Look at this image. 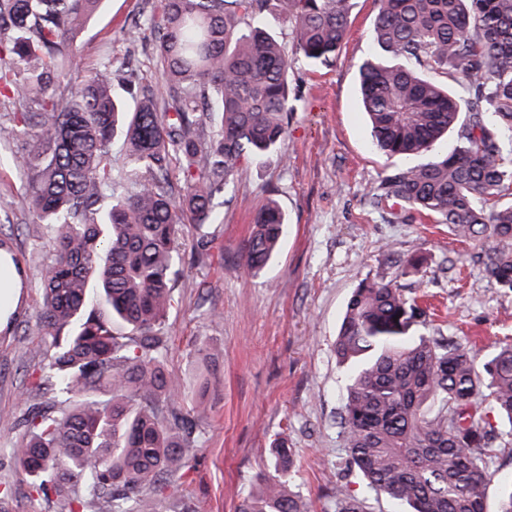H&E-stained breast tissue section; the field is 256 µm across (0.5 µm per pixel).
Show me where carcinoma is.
I'll return each mask as SVG.
<instances>
[{
	"label": "carcinoma",
	"mask_w": 512,
	"mask_h": 512,
	"mask_svg": "<svg viewBox=\"0 0 512 512\" xmlns=\"http://www.w3.org/2000/svg\"><path fill=\"white\" fill-rule=\"evenodd\" d=\"M102 0H0V97L28 107L0 123L21 136L16 159L32 222L54 248L40 273L39 352L23 437L10 449L18 475L59 512H156L177 490L198 448V419L170 394L165 321L173 307L180 224H218V199L241 161L284 155L288 46L265 18L293 24L295 51L313 70L336 62L349 0H158L149 23L165 92L135 81L133 101L112 90V61L79 75L81 28ZM375 52L359 67L373 144L390 157L425 156L448 132L443 156L391 168L370 191L481 243L477 262L512 290V0H378ZM461 73L468 99L435 72ZM125 170L112 171L118 127ZM183 180L171 179L173 167ZM287 219L274 201L254 216L244 266L262 270ZM24 288L25 268L0 237V266ZM427 311L394 281L361 282L336 336L351 369L339 416L344 446L366 487L401 512H486L497 435L486 404L512 436V344L478 362L441 336H413ZM272 470L237 512H307L288 488L292 449H272ZM336 512H364L334 488Z\"/></svg>",
	"instance_id": "carcinoma-1"
}]
</instances>
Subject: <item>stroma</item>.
Masks as SVG:
<instances>
[{"instance_id":"obj_1","label":"stroma","mask_w":512,"mask_h":512,"mask_svg":"<svg viewBox=\"0 0 512 512\" xmlns=\"http://www.w3.org/2000/svg\"><path fill=\"white\" fill-rule=\"evenodd\" d=\"M377 0H349L345 46L334 66L311 70L289 54L293 112L286 157L246 164L228 189L219 224L178 228L179 271L166 330L165 365L182 411L197 400L201 376L217 372L208 418L199 422L200 452L167 493L157 512H235L271 464L270 450L286 439L296 456L290 488L310 512H333L341 482L363 499L366 512H393L366 489L350 465L339 427L347 378L334 342L347 300L362 280H394L434 308L416 336H444L484 359L512 342V291L498 288L472 258L478 244L457 238L447 225L373 208L367 195L399 160L377 151L358 99V68L375 51ZM157 0H104L79 40L80 65L91 70L112 58L127 80L162 85L146 23ZM29 142L0 147V231L16 253L40 272L52 253L43 225L25 205L28 186L14 165ZM278 201L288 234L276 257L253 273L240 263L253 217L267 199ZM205 241L198 258L193 249ZM409 254L425 256L419 270L398 266ZM40 291L28 289L17 311L19 328L0 334V489L11 488L9 512H55L19 482L10 450L20 439L18 420L40 374L36 349L48 338L36 327Z\"/></svg>"}]
</instances>
